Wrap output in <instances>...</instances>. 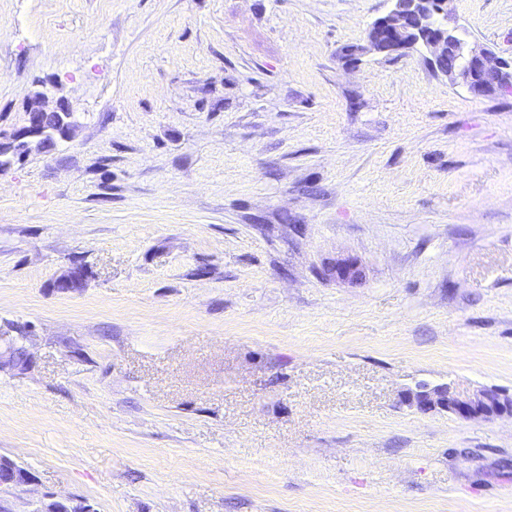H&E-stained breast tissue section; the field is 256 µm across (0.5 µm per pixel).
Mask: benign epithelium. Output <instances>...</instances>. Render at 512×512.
Segmentation results:
<instances>
[{
	"mask_svg": "<svg viewBox=\"0 0 512 512\" xmlns=\"http://www.w3.org/2000/svg\"><path fill=\"white\" fill-rule=\"evenodd\" d=\"M391 7L382 17L372 22L366 33L369 50L386 55H401L418 43L428 48L433 59L448 62L445 76L452 84H461L469 90L490 89L494 92L512 89V58L495 56L489 49L463 37L459 27L451 23L450 0H390ZM64 100L50 106L43 90H36L25 107V125L9 134L0 132V145L14 139L34 136L42 127V113L67 112ZM336 278L358 281L362 278L357 260L344 258L336 261ZM501 392L483 389L471 396H461L450 386L420 387L404 395V401L422 412L439 408L445 412L469 417L475 411L497 403ZM7 476L0 478V490H22L35 482L32 473L15 461L0 460V469ZM34 512H91L87 501L81 498L58 500L52 494L44 495Z\"/></svg>",
	"mask_w": 512,
	"mask_h": 512,
	"instance_id": "benign-epithelium-1",
	"label": "benign epithelium"
}]
</instances>
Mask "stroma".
Listing matches in <instances>:
<instances>
[{"label":"stroma","mask_w":512,"mask_h":512,"mask_svg":"<svg viewBox=\"0 0 512 512\" xmlns=\"http://www.w3.org/2000/svg\"><path fill=\"white\" fill-rule=\"evenodd\" d=\"M389 8L0 0V130L38 79L77 124L0 170L13 512H512V417L402 402L512 396V92L347 61ZM451 9L512 56V0ZM501 395L498 390L483 389L471 396H461L449 385L434 388L422 386L416 392L406 393L404 401L422 412L439 408L445 412L470 417L475 410L495 405ZM1 468H4L9 476H2L0 478V490H24V488L32 485L35 482V478L32 473L23 466H18L15 461L9 458H4L0 464ZM44 499L47 501H39L34 512H90L92 510L86 506L87 501L81 498L58 500L52 494H45Z\"/></svg>","instance_id":"obj_1"}]
</instances>
